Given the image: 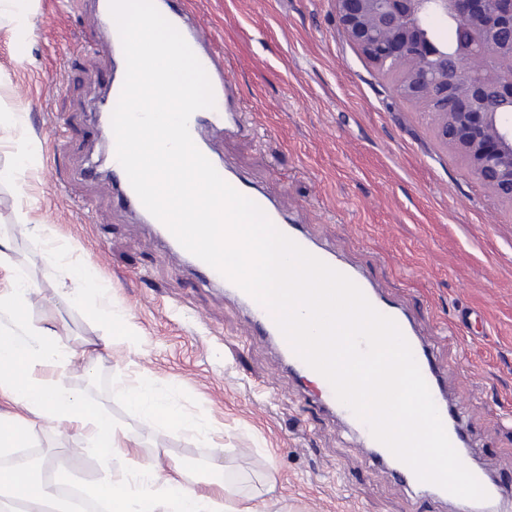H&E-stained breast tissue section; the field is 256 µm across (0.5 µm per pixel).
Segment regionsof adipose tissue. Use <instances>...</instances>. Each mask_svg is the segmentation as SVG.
Masks as SVG:
<instances>
[{"label": "adipose tissue", "mask_w": 512, "mask_h": 512, "mask_svg": "<svg viewBox=\"0 0 512 512\" xmlns=\"http://www.w3.org/2000/svg\"><path fill=\"white\" fill-rule=\"evenodd\" d=\"M76 352L61 345L55 334L40 328L34 338L20 337L0 342V397L21 404L27 418L0 413V454H8L22 435L30 433L29 416L53 414L76 424L87 434L103 465L100 481L91 486L89 497L106 501L110 512H270L271 502L261 494L244 491L234 479L216 475L209 491L191 484L184 469L149 464L139 472L137 490H130L126 476L112 469L121 456L126 435L116 428L99 406L78 400L59 384L37 377L42 365L64 369L75 364ZM128 410L154 423L181 430L196 429L195 421L170 404L152 381L121 392ZM51 493L47 484L27 469L0 468V497L21 499L25 512H42Z\"/></svg>", "instance_id": "adipose-tissue-1"}]
</instances>
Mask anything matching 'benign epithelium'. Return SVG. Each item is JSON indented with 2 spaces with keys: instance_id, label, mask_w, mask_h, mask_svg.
I'll return each instance as SVG.
<instances>
[{
  "instance_id": "1",
  "label": "benign epithelium",
  "mask_w": 512,
  "mask_h": 512,
  "mask_svg": "<svg viewBox=\"0 0 512 512\" xmlns=\"http://www.w3.org/2000/svg\"><path fill=\"white\" fill-rule=\"evenodd\" d=\"M347 39L512 204V0H335ZM456 29L451 41L432 22Z\"/></svg>"
}]
</instances>
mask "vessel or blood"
Wrapping results in <instances>:
<instances>
[{
	"label": "vessel or blood",
	"instance_id": "b4317fda",
	"mask_svg": "<svg viewBox=\"0 0 512 512\" xmlns=\"http://www.w3.org/2000/svg\"><path fill=\"white\" fill-rule=\"evenodd\" d=\"M154 2L160 13L164 14L182 34L205 69L212 85L214 106L197 110L189 119V132L196 147L204 155L209 156L219 175L242 195L254 201L282 233L313 256L349 277L377 311L396 322L411 347L451 444L456 447L465 444L464 412L460 406L449 402L447 398L446 376L438 354L437 341L420 336L408 312L403 307L385 300L363 272L339 259L335 250L317 244L299 224L280 209L265 191L248 183L235 170L225 166L223 159L213 155L209 145L211 139L237 135L243 128L237 85L225 71L223 54L214 49L213 36L202 27L197 14L187 0H154ZM92 20L95 25L104 28L110 37L112 84L103 108V115L108 118L111 117L121 94L126 62L121 39L112 16L98 12L93 15ZM111 175L113 190L124 201L130 212L144 223L152 225L156 236L169 249L183 257L194 271L202 275L206 283L224 287L226 293L245 304L252 334L272 341L276 345L291 374L306 381L310 380L315 374L314 369L293 351L279 330L273 314L213 267L187 252L168 228L161 221L155 220L154 216L146 210L120 163H113ZM314 399L323 415L356 427L360 435V449L372 464L390 467L403 485L416 488L422 493L446 497V490L420 481L410 467L397 460L384 444L377 441L368 425L359 420L346 405L338 400L330 383H323L319 392L315 393Z\"/></svg>",
	"mask_w": 512,
	"mask_h": 512
}]
</instances>
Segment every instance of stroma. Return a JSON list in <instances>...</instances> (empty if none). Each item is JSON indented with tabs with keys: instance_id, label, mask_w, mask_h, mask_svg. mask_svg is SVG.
I'll use <instances>...</instances> for the list:
<instances>
[{
	"instance_id": "35a3bbf8",
	"label": "stroma",
	"mask_w": 512,
	"mask_h": 512,
	"mask_svg": "<svg viewBox=\"0 0 512 512\" xmlns=\"http://www.w3.org/2000/svg\"><path fill=\"white\" fill-rule=\"evenodd\" d=\"M191 2L226 53L251 126L216 151L402 302L421 335L455 328L439 352L449 398L468 406L463 459L503 485L501 512H512V205L346 40L333 0ZM28 9L24 35L0 15V167L17 164L19 142L33 150L19 180L0 183V294L15 270L30 287L26 307L0 313V341L45 327L76 351L103 343L92 371L50 377L126 433L131 452L116 472L159 457L203 489L218 454L284 512H454L370 465L357 436L317 413L273 346L249 335L244 309L116 206L99 117L109 39L70 0ZM83 263L99 287L77 304L71 270ZM463 311L468 327L485 324L483 339L459 327ZM114 313L135 343L112 337ZM148 377L200 431L128 412L117 391ZM26 450L68 461L77 481L100 475L81 430L56 416L36 419Z\"/></svg>"
}]
</instances>
